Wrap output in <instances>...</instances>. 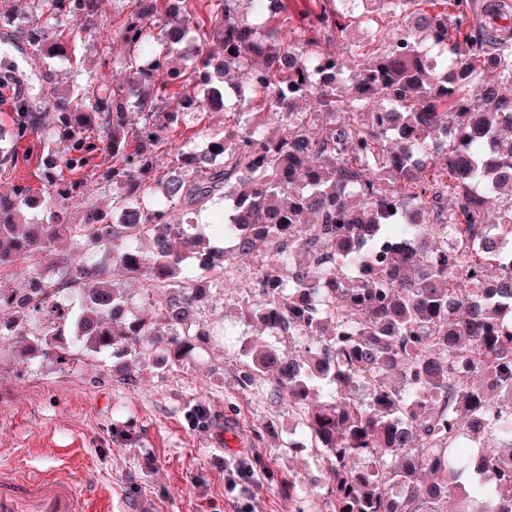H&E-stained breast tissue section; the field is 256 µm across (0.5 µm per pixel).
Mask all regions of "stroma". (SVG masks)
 <instances>
[{
  "mask_svg": "<svg viewBox=\"0 0 512 512\" xmlns=\"http://www.w3.org/2000/svg\"><path fill=\"white\" fill-rule=\"evenodd\" d=\"M33 74L52 67L64 83L89 82L96 64L73 76L69 60L45 61L0 43V57ZM241 257L225 271L236 290H214L199 318L223 316L233 351L215 346L198 361L165 375L144 371L133 387L109 375L111 353L82 357L73 367L32 365L29 371L0 363V461L14 460L18 477L30 471L67 469L82 474L91 492L87 512H235L228 501L224 465L263 458L240 496L252 512H328L324 473L313 448L286 442L297 416L276 384L244 386L236 352L257 334L239 310L240 291L256 267ZM206 400L213 429L191 428L182 408ZM299 489L291 496L283 481Z\"/></svg>",
  "mask_w": 512,
  "mask_h": 512,
  "instance_id": "obj_1",
  "label": "stroma"
}]
</instances>
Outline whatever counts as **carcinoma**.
I'll return each mask as SVG.
<instances>
[{
    "mask_svg": "<svg viewBox=\"0 0 512 512\" xmlns=\"http://www.w3.org/2000/svg\"><path fill=\"white\" fill-rule=\"evenodd\" d=\"M115 3L110 43L100 0H31L23 27L0 3L1 42L65 58L78 17L101 69L65 93L47 70L0 72L13 111L0 163L46 155L39 189L0 193V270L65 246L55 272L0 288V359L61 367L110 351L127 385L147 360L170 372L224 341L195 313L237 250L263 262L264 299L245 315L304 339L300 354L251 340L242 380L277 383L331 512H448L450 498L453 512H512L504 0H316L299 26L267 0H207L204 19L195 0ZM219 102L224 136L196 145ZM60 202L80 219L55 223ZM385 240L400 242L389 257ZM184 418L205 428L212 414L198 400ZM476 418L488 445L467 452Z\"/></svg>",
    "mask_w": 512,
    "mask_h": 512,
    "instance_id": "cac0c4a2",
    "label": "carcinoma"
}]
</instances>
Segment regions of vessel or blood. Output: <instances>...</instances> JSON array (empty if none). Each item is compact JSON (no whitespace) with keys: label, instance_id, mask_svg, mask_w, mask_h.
I'll use <instances>...</instances> for the list:
<instances>
[{"label":"vessel or blood","instance_id":"1","mask_svg":"<svg viewBox=\"0 0 512 512\" xmlns=\"http://www.w3.org/2000/svg\"><path fill=\"white\" fill-rule=\"evenodd\" d=\"M13 469V462L0 464V512H87V487L70 473L45 470L16 479Z\"/></svg>","mask_w":512,"mask_h":512}]
</instances>
